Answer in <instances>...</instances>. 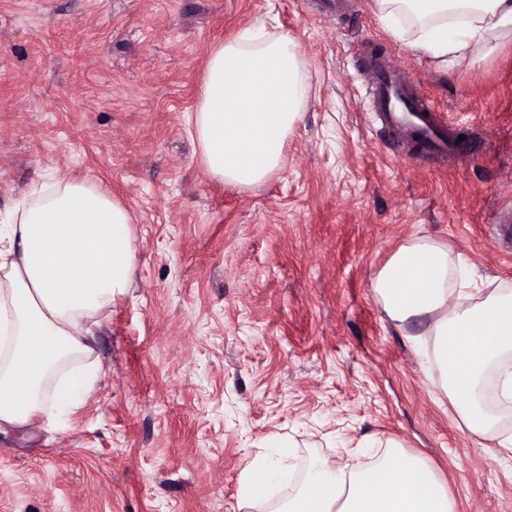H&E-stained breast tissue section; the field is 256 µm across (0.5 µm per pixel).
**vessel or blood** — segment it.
Here are the masks:
<instances>
[{"instance_id": "1", "label": "vessel or blood", "mask_w": 512, "mask_h": 512, "mask_svg": "<svg viewBox=\"0 0 512 512\" xmlns=\"http://www.w3.org/2000/svg\"><path fill=\"white\" fill-rule=\"evenodd\" d=\"M377 118L396 136L420 144L423 151L459 160L485 154L490 143L472 133L470 146H463L453 128L438 119L434 108L418 96L410 80L384 57L374 56L368 64Z\"/></svg>"}]
</instances>
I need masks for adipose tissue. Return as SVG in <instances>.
Instances as JSON below:
<instances>
[{"mask_svg":"<svg viewBox=\"0 0 512 512\" xmlns=\"http://www.w3.org/2000/svg\"><path fill=\"white\" fill-rule=\"evenodd\" d=\"M381 19L413 24L415 49L470 68L512 40V0H377ZM308 68L297 40L243 36L209 53L188 124L211 178L250 187L279 170L289 134L308 106ZM134 216L101 185L70 178L34 184L0 225V427L55 428L86 402L100 378L92 325L134 279ZM384 312L420 344L421 363L452 403L460 425L484 448L512 452L486 405L488 375L498 402L512 404V292L476 299L456 278L450 250L419 237L375 274ZM288 474L275 451L243 470L240 512H454L447 484L421 457L387 452L356 471L323 458L297 493L270 495Z\"/></svg>","mask_w":512,"mask_h":512,"instance_id":"adipose-tissue-1","label":"adipose tissue"}]
</instances>
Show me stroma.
Returning <instances> with one entry per match:
<instances>
[{"mask_svg": "<svg viewBox=\"0 0 512 512\" xmlns=\"http://www.w3.org/2000/svg\"><path fill=\"white\" fill-rule=\"evenodd\" d=\"M298 40L309 105L282 167L207 176L184 115L208 53L246 27ZM393 62L446 122L485 133L442 161L376 122L364 62ZM102 182L136 215L130 293L95 326L106 374L64 429L0 432V512H239L278 438L306 470L399 442L455 512H512V455L479 447L371 287L408 240L512 290L492 219L512 206V43L437 66L375 0H0V213L49 174Z\"/></svg>", "mask_w": 512, "mask_h": 512, "instance_id": "obj_1", "label": "stroma"}]
</instances>
